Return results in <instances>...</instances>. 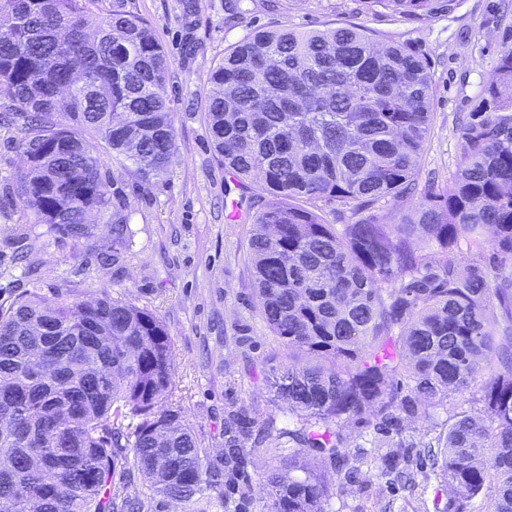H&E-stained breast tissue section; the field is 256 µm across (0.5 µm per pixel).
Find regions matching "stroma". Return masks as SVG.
<instances>
[{
	"label": "stroma",
	"instance_id": "1",
	"mask_svg": "<svg viewBox=\"0 0 512 512\" xmlns=\"http://www.w3.org/2000/svg\"><path fill=\"white\" fill-rule=\"evenodd\" d=\"M148 20L169 59L167 93L176 136L168 171L145 182L102 141L106 179L126 205L131 237L121 265L102 263L112 215L91 212L94 238L75 242L37 223L17 192L23 165L20 135L0 123V304L22 292L45 299L67 291L83 300L108 293L158 315L172 342L175 398L205 447L222 448L224 412L244 409L257 420L276 412L262 383L281 353L260 318L247 240L250 222L226 219V173L204 112L211 69L229 45L257 29L307 30L353 24L380 44H407L433 74L432 127L421 161L446 185L461 158L460 122L494 77L503 44L512 43V0H452L450 9L419 17L363 11L359 0H290L268 12L262 0H243L245 15L224 25V0H128ZM361 486L345 487L329 512H434V491L403 488L363 468Z\"/></svg>",
	"mask_w": 512,
	"mask_h": 512
}]
</instances>
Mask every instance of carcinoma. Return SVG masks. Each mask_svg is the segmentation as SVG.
<instances>
[{
	"label": "carcinoma",
	"mask_w": 512,
	"mask_h": 512,
	"mask_svg": "<svg viewBox=\"0 0 512 512\" xmlns=\"http://www.w3.org/2000/svg\"><path fill=\"white\" fill-rule=\"evenodd\" d=\"M0 0L17 20L0 40V101L28 166L20 197L38 223L78 242L93 211H112L118 264L125 204L107 189L87 138L125 156L146 182L176 150L168 61L151 23L127 0ZM435 0H363L365 9L427 14ZM461 129V163L408 209L338 228L318 202L363 212L407 198L432 125L433 75L407 44L378 46L355 25L255 31L212 68L205 112L214 148L248 190V260L259 313L285 351L265 378L291 425L282 466L266 473L259 512H325L358 482L345 428L374 435L430 421L436 512H512V272L478 260L460 269L461 241L512 256V45ZM67 117L60 124L56 117ZM487 373L471 405L476 365ZM175 360L159 316L105 294L95 300L20 294L0 304V512H249L255 419L224 413L213 451L173 400ZM379 476L410 454L372 457Z\"/></svg>",
	"instance_id": "1"
}]
</instances>
